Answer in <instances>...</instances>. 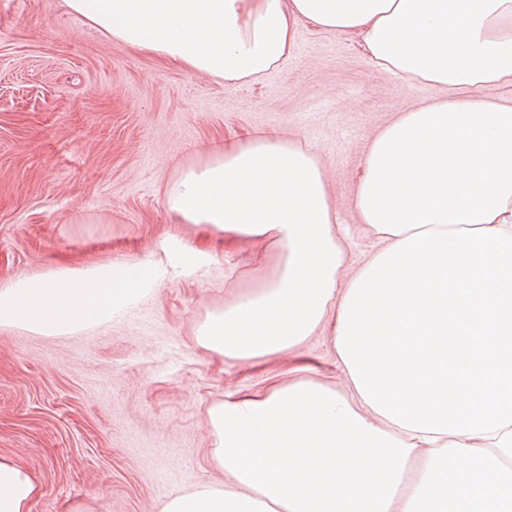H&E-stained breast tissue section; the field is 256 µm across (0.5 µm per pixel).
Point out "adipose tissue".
Segmentation results:
<instances>
[{"instance_id": "adipose-tissue-1", "label": "adipose tissue", "mask_w": 512, "mask_h": 512, "mask_svg": "<svg viewBox=\"0 0 512 512\" xmlns=\"http://www.w3.org/2000/svg\"><path fill=\"white\" fill-rule=\"evenodd\" d=\"M113 41L228 82L264 79L297 28L357 35L379 66L440 88L365 148L354 208L376 251L353 261L313 147L256 136L183 171L184 224L276 246L257 287L194 341L252 361L325 326L347 391L289 378L208 408L224 481L162 512H512V0H63ZM38 485L0 458V512Z\"/></svg>"}]
</instances>
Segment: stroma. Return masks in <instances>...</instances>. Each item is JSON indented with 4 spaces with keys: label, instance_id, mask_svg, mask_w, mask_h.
<instances>
[{
    "label": "stroma",
    "instance_id": "1",
    "mask_svg": "<svg viewBox=\"0 0 512 512\" xmlns=\"http://www.w3.org/2000/svg\"><path fill=\"white\" fill-rule=\"evenodd\" d=\"M377 66L359 38L303 23L293 55L259 82L217 81L112 41L62 0H0V289L59 267L155 258L201 244L219 262L165 278L75 336L0 326V457L26 465L29 512H161L221 479L207 409L312 368L342 388L331 329L251 362L194 341L206 313L254 287L272 246L178 223L182 171L257 135L311 144L356 257L377 247L353 207L360 156L409 106L441 97Z\"/></svg>",
    "mask_w": 512,
    "mask_h": 512
}]
</instances>
